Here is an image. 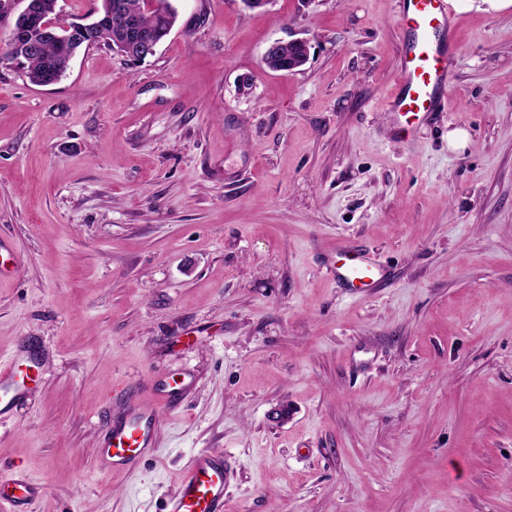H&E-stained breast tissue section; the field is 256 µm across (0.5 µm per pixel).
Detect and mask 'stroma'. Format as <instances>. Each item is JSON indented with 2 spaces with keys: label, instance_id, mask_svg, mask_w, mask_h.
<instances>
[{
  "label": "stroma",
  "instance_id": "35a3bbf8",
  "mask_svg": "<svg viewBox=\"0 0 512 512\" xmlns=\"http://www.w3.org/2000/svg\"><path fill=\"white\" fill-rule=\"evenodd\" d=\"M171 3L140 61L92 46L44 87L0 58V356L39 364L0 473L35 512H166L209 449L229 512H512V9L450 12L403 130L400 0ZM341 243L386 281L337 288ZM179 380L155 455L103 470L123 399ZM287 43L289 44V43H304V42L299 41V40H294V41H289ZM287 43L274 42L266 49L265 54H264V59H267V60H270L271 58H275L281 52V54L278 56L275 63L269 62V63L265 64L267 67H276V68H280L281 70H288V59H289V65H291L295 62H298L300 56H304V53L306 50L304 48H302L301 46L289 45V48L288 47L283 48L281 51V47ZM292 70H294V69H291L288 71H292ZM288 71H285V72H288ZM39 497L37 485L21 473L0 478V503H7L9 512H31Z\"/></svg>",
  "mask_w": 512,
  "mask_h": 512
}]
</instances>
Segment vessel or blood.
Wrapping results in <instances>:
<instances>
[{"instance_id":"obj_1","label":"vessel or blood","mask_w":512,"mask_h":512,"mask_svg":"<svg viewBox=\"0 0 512 512\" xmlns=\"http://www.w3.org/2000/svg\"><path fill=\"white\" fill-rule=\"evenodd\" d=\"M401 23L407 44L397 76L398 92L390 107L410 123L430 115L440 105L458 56L444 0H401ZM336 251L340 258L329 273L337 287L347 291L374 288L384 279L383 269L362 249L348 244L337 246ZM34 377L32 364L19 355L0 361V419L24 396ZM156 448L154 409L130 399L98 455L107 471L128 473ZM231 476L223 454L209 450L195 453L186 463L167 512H226L224 493ZM38 497L37 485L23 474L0 478V503L8 504L10 512H32Z\"/></svg>"}]
</instances>
